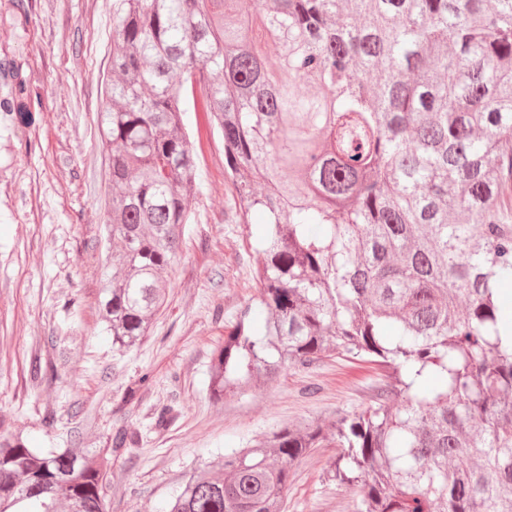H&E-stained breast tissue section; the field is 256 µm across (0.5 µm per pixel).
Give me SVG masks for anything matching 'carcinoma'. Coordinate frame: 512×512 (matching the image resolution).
Listing matches in <instances>:
<instances>
[{
    "instance_id": "1",
    "label": "carcinoma",
    "mask_w": 512,
    "mask_h": 512,
    "mask_svg": "<svg viewBox=\"0 0 512 512\" xmlns=\"http://www.w3.org/2000/svg\"><path fill=\"white\" fill-rule=\"evenodd\" d=\"M0 84L1 115L35 111L6 57ZM100 126L112 346L167 302L217 128L238 220L265 223L258 295L213 351L211 396L335 355L392 370L374 405L225 454L169 512H280L294 464L332 445L358 512H512V0H257L246 15L118 0ZM126 441L45 452L1 436L0 512H106Z\"/></svg>"
}]
</instances>
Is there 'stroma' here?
I'll list each match as a JSON object with an SVG mask.
<instances>
[{
	"label": "stroma",
	"instance_id": "1",
	"mask_svg": "<svg viewBox=\"0 0 512 512\" xmlns=\"http://www.w3.org/2000/svg\"><path fill=\"white\" fill-rule=\"evenodd\" d=\"M115 0H0V57L20 62L39 93L26 120H0V435L33 448H108L107 512H166L199 464L282 427L361 412L388 382L378 365L327 358L214 402L211 354L257 295L261 215L239 223L214 134L201 160L168 301L146 336L113 348L98 306L108 240L109 147L99 131L111 83ZM40 359L47 374L31 380ZM140 397L127 398L130 389ZM170 421L156 428L158 408ZM339 448H314L292 469L282 512H356L353 489L328 479Z\"/></svg>",
	"mask_w": 512,
	"mask_h": 512
}]
</instances>
